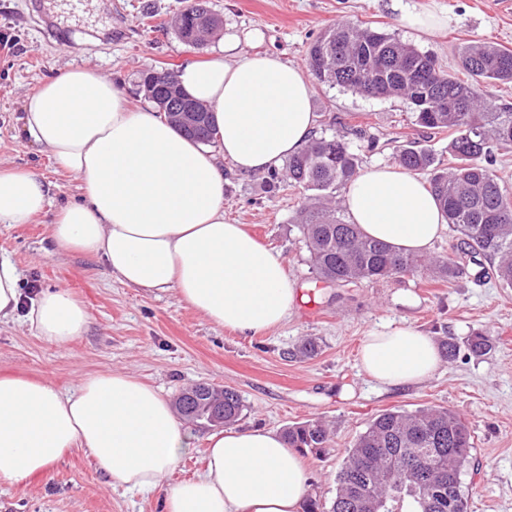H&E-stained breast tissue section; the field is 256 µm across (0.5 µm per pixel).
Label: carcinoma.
I'll return each mask as SVG.
<instances>
[{
    "label": "carcinoma",
    "mask_w": 512,
    "mask_h": 512,
    "mask_svg": "<svg viewBox=\"0 0 512 512\" xmlns=\"http://www.w3.org/2000/svg\"><path fill=\"white\" fill-rule=\"evenodd\" d=\"M219 19L205 0H192L177 20L178 35L200 45L217 31ZM472 81L461 82L412 45L372 28L341 24L326 30L310 46L307 68L319 84L339 86L368 98H403L424 128L449 130V150L457 166L435 168L432 153L421 146L400 151L399 164L413 172H430V186L447 224L459 236L470 261L495 263L496 277L512 285V194L492 174L495 152L512 150V104H480V83H512V50L493 43H471L459 53ZM141 87L159 111L186 136L203 143L215 138L212 115L189 98L176 74L148 70ZM359 156L336 134L314 137L288 158V183L332 200L359 173ZM318 279L347 286L430 268L441 278L459 274L450 259L397 254L364 236L340 211L325 204L306 205L298 225ZM496 339L476 332L466 341L469 354L481 357ZM223 399L224 425L243 410L234 390L199 383L177 397L189 421L215 422L214 401ZM291 448L324 450L330 432L319 421L287 427ZM472 435L463 419L446 408L386 411L372 420L348 449L336 473V497L328 512H467L461 477L472 461Z\"/></svg>",
    "instance_id": "cac0c4a2"
}]
</instances>
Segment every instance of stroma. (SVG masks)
Instances as JSON below:
<instances>
[{
    "label": "stroma",
    "mask_w": 512,
    "mask_h": 512,
    "mask_svg": "<svg viewBox=\"0 0 512 512\" xmlns=\"http://www.w3.org/2000/svg\"><path fill=\"white\" fill-rule=\"evenodd\" d=\"M61 0H0V167L33 169L52 182L51 204L31 224H0V255L9 256L31 296L68 289L88 309L86 333L67 348L37 338L24 319L0 326V374L51 379L73 386L81 377L126 371L169 398L195 384L229 387L241 396L243 429L276 431L305 421L329 424L323 452L303 454L307 499L330 507L344 455L371 420L387 410L441 406L461 416L474 438L472 466L463 478L469 512H512V288L477 268L444 231L434 256L453 258L461 273L445 280L429 271L337 287L317 279L298 231L310 193L270 188L263 174L242 173L230 161L224 216L281 253L298 294L287 321L256 336L215 325L182 303L175 291L147 293L108 277L82 253L58 252L50 236L56 209L79 195L77 181L56 170L24 132V103L45 80L88 64L122 87L132 105L145 101L143 71L175 69L206 60L217 42L197 49L177 35L173 21L184 0H87L80 15ZM228 33L261 30L260 50L302 66L310 44L326 29L351 23L384 31L435 57L459 74L458 50L474 41L512 49V8L502 0H208ZM431 9L446 19L425 35L399 22L401 9ZM317 133L343 135L361 168L393 165L403 147L432 150L438 168L456 161L447 133L417 125L398 97L366 98L339 86L313 84ZM411 325L434 341L464 342L475 332L494 336L496 348L474 358L467 350L443 361L428 380L382 387L362 371L365 334ZM317 351L300 358L304 341ZM0 512H165L159 495L131 492L103 473L87 451L73 450L42 479L0 482Z\"/></svg>",
    "instance_id": "stroma-1"
}]
</instances>
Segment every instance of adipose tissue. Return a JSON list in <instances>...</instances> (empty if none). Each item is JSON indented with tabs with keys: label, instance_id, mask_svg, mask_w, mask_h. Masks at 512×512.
Segmentation results:
<instances>
[{
	"label": "adipose tissue",
	"instance_id": "obj_1",
	"mask_svg": "<svg viewBox=\"0 0 512 512\" xmlns=\"http://www.w3.org/2000/svg\"><path fill=\"white\" fill-rule=\"evenodd\" d=\"M261 37L224 36L207 62L177 73L214 116L211 148L183 137L153 106H131L88 65L60 71L24 105L27 134L79 182L80 201L59 207L50 226L59 251L102 260L128 287L176 291L212 323L252 335L287 319L296 286L280 254L225 220L219 161L243 173L280 168L318 122L305 69L244 50ZM50 193L38 172L0 168V224L32 223ZM342 205L366 236L398 253L429 254L447 227L430 188L396 165L359 172ZM21 285L17 265L0 256V325L24 316L36 336L60 348L86 332L90 314L69 290L44 291L25 308ZM359 360L371 380L400 386L432 377L442 354L430 336L404 325L369 331ZM195 441L168 397L129 373L96 372L71 389L0 375L1 482L48 475L84 448L117 483L161 495L166 512H299L304 465L276 430L213 431L203 472L169 482Z\"/></svg>",
	"mask_w": 512,
	"mask_h": 512
}]
</instances>
